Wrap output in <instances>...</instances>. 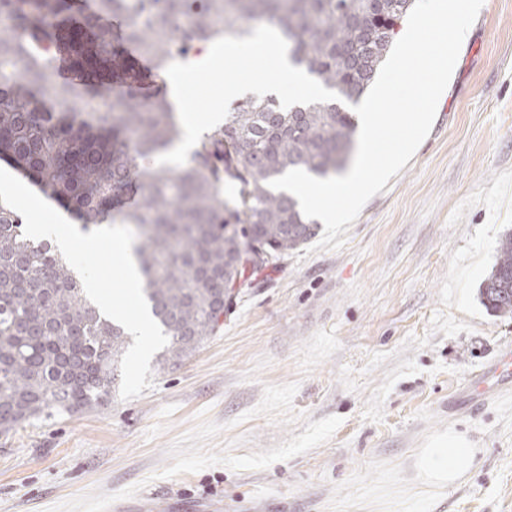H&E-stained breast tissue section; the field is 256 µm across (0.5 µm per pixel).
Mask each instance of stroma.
<instances>
[{"mask_svg":"<svg viewBox=\"0 0 512 512\" xmlns=\"http://www.w3.org/2000/svg\"><path fill=\"white\" fill-rule=\"evenodd\" d=\"M512 231V0H484L428 137L342 249L255 271L142 396L0 434V512H512V344L480 287ZM464 437L456 484L424 465ZM512 386V344L504 345L494 362L477 374L467 385L474 401L485 402Z\"/></svg>","mask_w":512,"mask_h":512,"instance_id":"obj_1","label":"stroma"}]
</instances>
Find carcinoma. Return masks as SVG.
Instances as JSON below:
<instances>
[{"instance_id":"cac0c4a2","label":"carcinoma","mask_w":512,"mask_h":512,"mask_svg":"<svg viewBox=\"0 0 512 512\" xmlns=\"http://www.w3.org/2000/svg\"><path fill=\"white\" fill-rule=\"evenodd\" d=\"M16 0L0 21V159L63 202L88 233L130 227L132 253L153 318L168 337L159 370L211 336L228 304L225 285L248 282L265 263L242 256L235 234L278 257L308 243L318 224L296 197L269 187L292 168L337 176L350 160L355 119L336 103L246 100L206 133L177 172L150 167L178 136L165 97L134 93L145 75L125 56L132 45L162 79L175 56L200 43L252 33L267 21L293 65L342 100L372 84L412 0ZM80 73L75 81L63 69ZM112 111H99L109 86ZM232 187L227 191L226 187ZM21 216L0 203V432L32 418L102 405L118 377L129 333L105 317L77 272L50 242L23 234ZM480 296L512 312V232L496 251Z\"/></svg>"}]
</instances>
